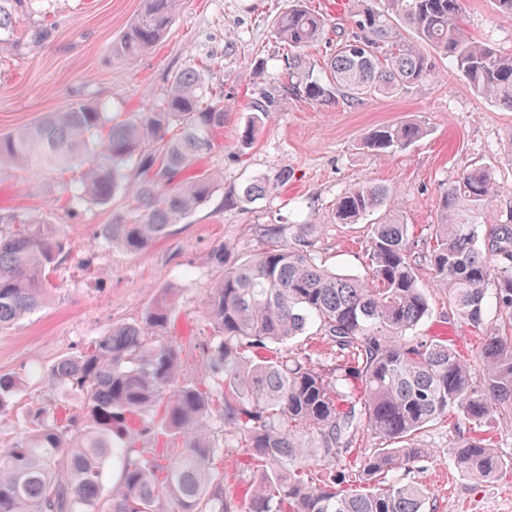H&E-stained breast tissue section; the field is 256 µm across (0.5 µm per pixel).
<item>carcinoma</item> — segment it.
<instances>
[{
	"label": "carcinoma",
	"mask_w": 512,
	"mask_h": 512,
	"mask_svg": "<svg viewBox=\"0 0 512 512\" xmlns=\"http://www.w3.org/2000/svg\"><path fill=\"white\" fill-rule=\"evenodd\" d=\"M32 0H0V49L17 43V16ZM178 0H144L112 57L133 60L155 45L172 22ZM355 0L351 30L336 28V47L314 75L300 50L328 25L306 0H293L275 23L288 45L284 92L314 101L341 96L358 103L393 95L434 73L428 49L448 58L479 94L512 109V57L465 35L463 0ZM412 29L403 39L397 26ZM275 98L263 93L242 142ZM224 96L206 85L204 69L176 73L164 106L112 122L98 106L76 102L34 125L0 136V168L53 170L84 164L68 188L72 203L108 205L134 163L144 177L128 188L134 219L115 217L99 238L130 253L147 250L210 195L208 171L183 177L224 128ZM178 124L177 133L165 138ZM416 123L386 126L366 144L391 152L417 141ZM273 180L242 184L227 202L241 208L263 198ZM498 191L492 169L462 172L441 192L430 262L434 286L448 308L482 332V369L475 372L447 339L421 336L429 295L416 274L410 225L387 214L370 225L367 270L333 272L313 253L316 224L264 229V248L241 262L216 248L224 269L207 291L204 309L213 329L203 346L205 378L181 379L176 347L163 331L171 322L175 289L160 293L141 320L113 327L83 351L59 358L44 381L76 393L80 412L60 422L44 407L30 410L29 431L0 451V512H425L429 493L406 479L425 457L412 437L452 413L469 435L452 446L464 475L497 478L512 463L483 434L493 422H512V216L486 224ZM385 186L360 181L336 201L338 224H356L378 211ZM66 240L50 224L0 214V328L41 309L56 289ZM497 318H487L489 304ZM308 328L331 348L324 364L288 344ZM22 379L0 375V413L21 393ZM165 405L161 427L184 439L163 480L148 448L124 447L127 419L144 417L137 436L155 432L147 418ZM374 447L343 466L354 444ZM245 451L250 495L239 501L211 471L227 441Z\"/></svg>",
	"instance_id": "cac0c4a2"
}]
</instances>
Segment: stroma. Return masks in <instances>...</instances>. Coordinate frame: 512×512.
Returning a JSON list of instances; mask_svg holds the SVG:
<instances>
[{
  "mask_svg": "<svg viewBox=\"0 0 512 512\" xmlns=\"http://www.w3.org/2000/svg\"><path fill=\"white\" fill-rule=\"evenodd\" d=\"M290 4L179 0L165 36L131 62L112 58L111 50L143 0H34L19 15L20 44L0 54V134L76 101L104 106L116 120L131 117L162 106L172 77L202 65L209 85L223 89L230 106L213 149L198 162L215 176L211 197L141 253L97 237L113 215L129 212L123 192L109 205L86 203L75 210L65 187L78 170L0 169V211L53 225L68 240L65 261L52 278L54 295L37 313L0 329V373L24 383L18 402L0 416V435H24L31 406L50 408L61 420L72 415L77 398L48 388L44 373L113 326L140 320L167 288L176 289L177 299L166 337L179 350L183 378L200 380L202 345L212 333L203 297L221 274L211 253L224 243L231 244L235 261L260 252L258 225L285 227L315 218L321 226L313 245L318 260L342 274H363L367 222L339 224L333 217L339 196L362 180L387 186L384 212L414 227L417 275L431 291L420 335L448 337L472 365H480L472 328L433 289L430 226L438 220L441 192L476 166L491 167L498 180L488 220L512 214V109L478 95L442 58L434 76L408 92L355 105L339 97L315 102L281 93L288 79L286 50L274 28ZM42 24L52 30L50 41L31 43L30 29ZM463 24L468 37L512 56V19L500 16L496 0H467ZM263 90L275 94L276 103L245 149L241 135L252 117L250 103ZM406 122L421 124L423 138L390 153L364 147L372 130ZM283 169L290 174L286 185L248 207L226 206L230 190ZM462 429L452 415L420 430L414 443L427 456L409 480L429 491V512H512V470L486 481L458 470L450 448ZM246 464L242 449L228 448L214 465L227 493L240 501L249 495Z\"/></svg>",
  "mask_w": 512,
  "mask_h": 512,
  "instance_id": "35a3bbf8",
  "label": "stroma"
}]
</instances>
